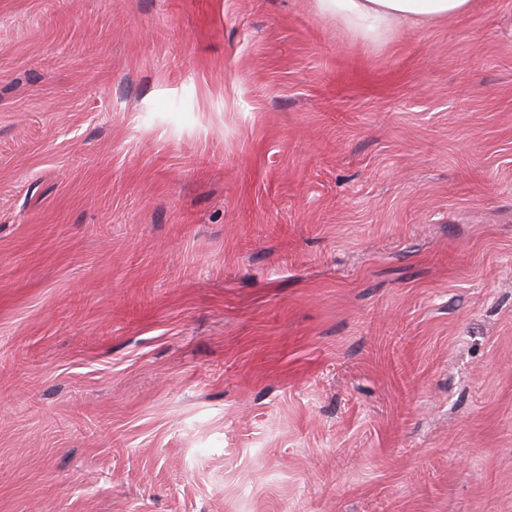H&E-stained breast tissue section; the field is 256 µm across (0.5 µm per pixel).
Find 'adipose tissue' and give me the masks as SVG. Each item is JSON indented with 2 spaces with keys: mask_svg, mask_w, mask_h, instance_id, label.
Returning a JSON list of instances; mask_svg holds the SVG:
<instances>
[{
  "mask_svg": "<svg viewBox=\"0 0 512 512\" xmlns=\"http://www.w3.org/2000/svg\"><path fill=\"white\" fill-rule=\"evenodd\" d=\"M472 5L473 0H316L322 14L373 41L402 26L423 28L465 15Z\"/></svg>",
  "mask_w": 512,
  "mask_h": 512,
  "instance_id": "obj_1",
  "label": "adipose tissue"
}]
</instances>
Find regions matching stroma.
Listing matches in <instances>:
<instances>
[{"label":"stroma","instance_id":"stroma-1","mask_svg":"<svg viewBox=\"0 0 512 512\" xmlns=\"http://www.w3.org/2000/svg\"><path fill=\"white\" fill-rule=\"evenodd\" d=\"M0 512H512V0H0ZM473 0H316L326 16L366 40H381L401 26L423 28L470 12Z\"/></svg>","mask_w":512,"mask_h":512}]
</instances>
